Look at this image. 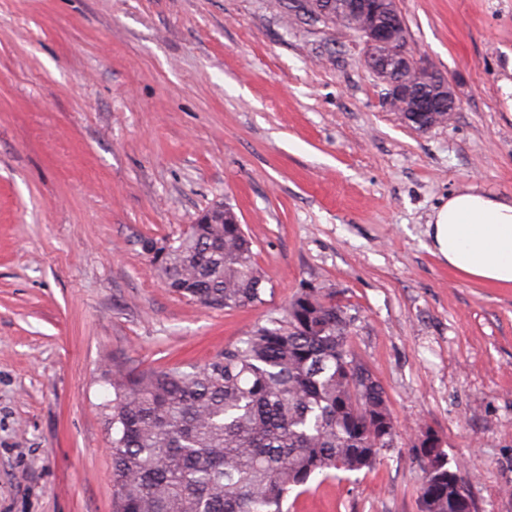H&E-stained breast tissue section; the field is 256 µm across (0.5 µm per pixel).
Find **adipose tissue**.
Returning <instances> with one entry per match:
<instances>
[{
	"instance_id": "adipose-tissue-1",
	"label": "adipose tissue",
	"mask_w": 512,
	"mask_h": 512,
	"mask_svg": "<svg viewBox=\"0 0 512 512\" xmlns=\"http://www.w3.org/2000/svg\"><path fill=\"white\" fill-rule=\"evenodd\" d=\"M434 252L455 272L512 286V198L467 185L449 194L428 223Z\"/></svg>"
}]
</instances>
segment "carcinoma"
Returning a JSON list of instances; mask_svg holds the SVG:
<instances>
[{
  "label": "carcinoma",
  "instance_id": "carcinoma-1",
  "mask_svg": "<svg viewBox=\"0 0 512 512\" xmlns=\"http://www.w3.org/2000/svg\"><path fill=\"white\" fill-rule=\"evenodd\" d=\"M306 15L365 38L345 0ZM165 285L204 307L264 302L265 275L242 225L207 209L175 239H138ZM353 319L316 287L280 317L255 324L207 365L106 377L116 512H287L291 493L318 477L372 469L394 447L386 393L349 349ZM448 466L420 487V512H458Z\"/></svg>",
  "mask_w": 512,
  "mask_h": 512
}]
</instances>
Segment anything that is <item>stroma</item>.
Instances as JSON below:
<instances>
[{
    "mask_svg": "<svg viewBox=\"0 0 512 512\" xmlns=\"http://www.w3.org/2000/svg\"><path fill=\"white\" fill-rule=\"evenodd\" d=\"M458 108L426 131L364 45L280 0H0V512H113V362L202 365L315 286L354 317L397 438L288 512H419L435 433L475 512H512V287L432 252L450 192L512 197V0H396ZM233 206L268 278L224 311L137 241Z\"/></svg>",
    "mask_w": 512,
    "mask_h": 512,
    "instance_id": "35a3bbf8",
    "label": "stroma"
}]
</instances>
